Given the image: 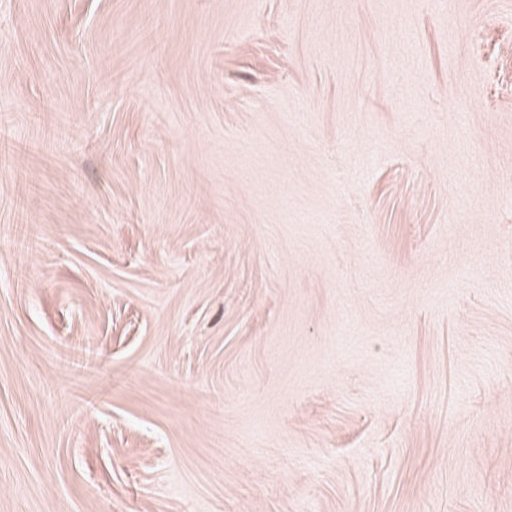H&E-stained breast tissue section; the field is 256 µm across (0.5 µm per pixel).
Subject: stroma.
I'll list each match as a JSON object with an SVG mask.
<instances>
[{
  "label": "stroma",
  "instance_id": "35a3bbf8",
  "mask_svg": "<svg viewBox=\"0 0 512 512\" xmlns=\"http://www.w3.org/2000/svg\"><path fill=\"white\" fill-rule=\"evenodd\" d=\"M0 512H512V0H0Z\"/></svg>",
  "mask_w": 512,
  "mask_h": 512
}]
</instances>
